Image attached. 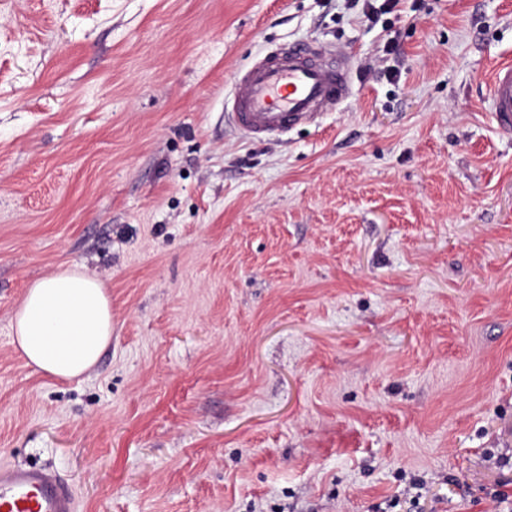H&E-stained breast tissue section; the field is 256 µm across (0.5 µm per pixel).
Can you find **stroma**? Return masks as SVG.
<instances>
[{
	"mask_svg": "<svg viewBox=\"0 0 512 512\" xmlns=\"http://www.w3.org/2000/svg\"><path fill=\"white\" fill-rule=\"evenodd\" d=\"M291 43L353 94L254 141ZM512 0H0V466L76 512H503L512 496ZM112 341L60 380L11 318L62 266ZM489 98L491 112L499 129L512 131V65L505 64L494 72Z\"/></svg>",
	"mask_w": 512,
	"mask_h": 512,
	"instance_id": "stroma-1",
	"label": "stroma"
}]
</instances>
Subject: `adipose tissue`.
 <instances>
[{
    "mask_svg": "<svg viewBox=\"0 0 512 512\" xmlns=\"http://www.w3.org/2000/svg\"><path fill=\"white\" fill-rule=\"evenodd\" d=\"M11 326L28 365L75 379L97 364L112 341V298L95 275L64 267L26 288Z\"/></svg>",
    "mask_w": 512,
    "mask_h": 512,
    "instance_id": "ef3b65f1",
    "label": "adipose tissue"
}]
</instances>
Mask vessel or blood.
<instances>
[{
  "label": "vessel or blood",
  "instance_id": "b4317fda",
  "mask_svg": "<svg viewBox=\"0 0 512 512\" xmlns=\"http://www.w3.org/2000/svg\"><path fill=\"white\" fill-rule=\"evenodd\" d=\"M351 93L347 57L298 44L238 74L231 118L253 140L281 136ZM489 98L499 129L512 131V65L495 71ZM0 512H75L68 486L40 468L0 467Z\"/></svg>",
  "mask_w": 512,
  "mask_h": 512
}]
</instances>
